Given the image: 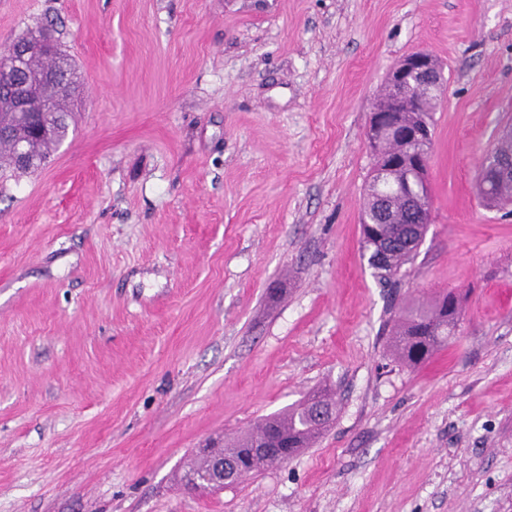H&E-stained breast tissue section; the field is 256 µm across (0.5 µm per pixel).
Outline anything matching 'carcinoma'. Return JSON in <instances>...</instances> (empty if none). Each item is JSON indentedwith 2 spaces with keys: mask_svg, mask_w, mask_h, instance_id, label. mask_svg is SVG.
Segmentation results:
<instances>
[{
  "mask_svg": "<svg viewBox=\"0 0 512 512\" xmlns=\"http://www.w3.org/2000/svg\"><path fill=\"white\" fill-rule=\"evenodd\" d=\"M78 93V86H69L46 92L31 103V108L42 113L46 121L54 125L53 138L34 135L27 120V113L16 112L9 102L0 104V127L10 129V139L0 140V168L17 171H35L46 162L52 147L60 144L69 131V103ZM441 94L430 95L425 100L405 98L388 104L393 120L407 126L432 125L431 116L437 108ZM28 151L30 164L17 166L13 162L15 149ZM408 159L397 169L390 171L392 178L381 182L371 179L367 188V202L361 215V230L365 250L370 252L368 262L384 278L397 276L413 259L419 248L430 220V209H423V216L407 219L410 207L398 197V188L414 178L411 158L416 147L409 146ZM489 186L482 198L494 206L512 204V177H503L489 167H481ZM383 197L394 202L397 214L395 224H373L371 218L375 200ZM460 320L457 295L450 291L428 304H411L402 310L401 322L393 333L392 347L397 359L414 367L427 360L434 352L448 343ZM335 403L325 392H315L301 403L266 418L255 430L235 439V450L205 448L200 452L204 464L193 463L183 475L185 486L192 481L200 482L213 475V464L218 458L231 461L224 469V481L230 486L240 475L258 473L262 469L280 463L298 449L314 442L329 427ZM326 410V418L317 419V408Z\"/></svg>",
  "mask_w": 512,
  "mask_h": 512,
  "instance_id": "1",
  "label": "carcinoma"
}]
</instances>
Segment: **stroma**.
<instances>
[{"mask_svg":"<svg viewBox=\"0 0 512 512\" xmlns=\"http://www.w3.org/2000/svg\"><path fill=\"white\" fill-rule=\"evenodd\" d=\"M82 94L0 170V512H512V215L477 175L512 125V0H0ZM424 50L430 224L383 283L360 216L391 70ZM458 328L410 368L409 300ZM329 389L331 427L212 494L198 449Z\"/></svg>","mask_w":512,"mask_h":512,"instance_id":"1","label":"stroma"}]
</instances>
